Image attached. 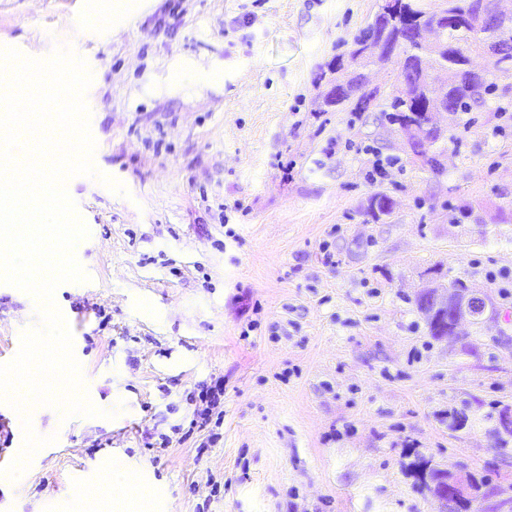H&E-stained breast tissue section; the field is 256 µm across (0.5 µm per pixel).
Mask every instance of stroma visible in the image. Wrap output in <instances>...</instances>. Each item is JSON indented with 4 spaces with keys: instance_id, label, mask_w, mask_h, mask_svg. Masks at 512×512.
<instances>
[{
    "instance_id": "35a3bbf8",
    "label": "stroma",
    "mask_w": 512,
    "mask_h": 512,
    "mask_svg": "<svg viewBox=\"0 0 512 512\" xmlns=\"http://www.w3.org/2000/svg\"><path fill=\"white\" fill-rule=\"evenodd\" d=\"M98 2L0 0V47H67L92 73L98 175L70 180L88 280L54 301L100 410L31 409L56 441L0 512H81L106 464L156 512H439L419 461L512 489V298L486 278L512 290V66L475 57L491 90L469 124L439 115L434 171L379 107L315 109L380 0ZM379 156L397 164L375 182ZM456 279L496 314L434 339L415 299ZM39 325L0 286V362Z\"/></svg>"
}]
</instances>
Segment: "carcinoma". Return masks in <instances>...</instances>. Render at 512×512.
I'll return each instance as SVG.
<instances>
[{"mask_svg": "<svg viewBox=\"0 0 512 512\" xmlns=\"http://www.w3.org/2000/svg\"><path fill=\"white\" fill-rule=\"evenodd\" d=\"M398 10L391 13H380L374 16L367 28L375 35L386 34L391 41L408 38L409 42L401 44L397 59L398 73H407L412 80L410 97L407 100L396 98L391 103L392 113L388 119L394 124L404 125L405 115L411 112L419 119L432 121L429 113L437 111V105L429 98L431 90L422 77L439 67L446 68L448 81L446 95L452 104L455 120L471 111V104L482 99V94L490 91L486 77L477 75L467 69L466 51L479 50L482 40L475 35L473 29L462 18L473 11L478 0H440L437 8L426 10L421 7L422 0H400ZM447 14L442 38L429 44L426 39L427 25L413 23V17ZM348 56L355 59L352 65H344L341 58H336V67L331 72L336 74L330 85L347 87L339 95L326 92L322 96L321 111L333 108L338 112H357L359 108L353 103V92L360 88L364 78V70L375 65L387 63L382 57L364 54L360 50L349 49ZM415 473L419 486L429 493H434L438 470L428 462L418 463Z\"/></svg>", "mask_w": 512, "mask_h": 512, "instance_id": "obj_1", "label": "carcinoma"}]
</instances>
